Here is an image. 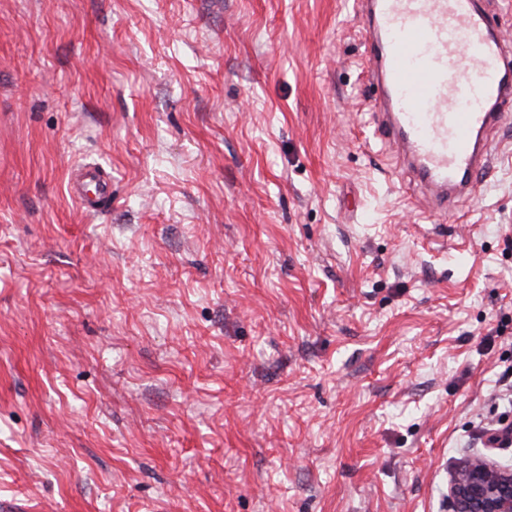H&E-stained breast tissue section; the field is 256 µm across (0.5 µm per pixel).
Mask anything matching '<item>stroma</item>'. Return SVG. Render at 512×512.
Here are the masks:
<instances>
[{"label": "stroma", "mask_w": 512, "mask_h": 512, "mask_svg": "<svg viewBox=\"0 0 512 512\" xmlns=\"http://www.w3.org/2000/svg\"><path fill=\"white\" fill-rule=\"evenodd\" d=\"M365 56L352 0H0V512H450L512 464V99L444 212ZM67 190L85 212L96 213L112 206V175L101 166L85 164L72 170ZM453 512H512V468L471 458L448 485Z\"/></svg>", "instance_id": "1"}]
</instances>
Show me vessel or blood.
<instances>
[{
  "label": "vessel or blood",
  "mask_w": 512,
  "mask_h": 512,
  "mask_svg": "<svg viewBox=\"0 0 512 512\" xmlns=\"http://www.w3.org/2000/svg\"><path fill=\"white\" fill-rule=\"evenodd\" d=\"M378 90L374 126L430 202L448 209L475 191L494 158L490 130L512 96V37L489 22L485 0H354ZM67 190L88 213L112 205V176L72 170Z\"/></svg>",
  "instance_id": "obj_1"
}]
</instances>
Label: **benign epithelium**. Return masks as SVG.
<instances>
[{"mask_svg": "<svg viewBox=\"0 0 512 512\" xmlns=\"http://www.w3.org/2000/svg\"><path fill=\"white\" fill-rule=\"evenodd\" d=\"M453 512H512V468L471 458L448 485Z\"/></svg>", "mask_w": 512, "mask_h": 512, "instance_id": "benign-epithelium-1", "label": "benign epithelium"}]
</instances>
